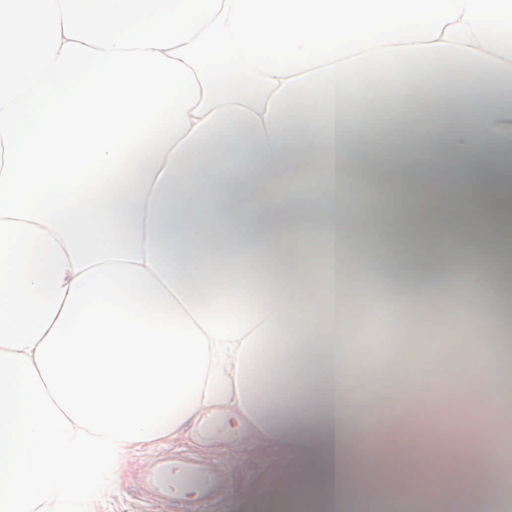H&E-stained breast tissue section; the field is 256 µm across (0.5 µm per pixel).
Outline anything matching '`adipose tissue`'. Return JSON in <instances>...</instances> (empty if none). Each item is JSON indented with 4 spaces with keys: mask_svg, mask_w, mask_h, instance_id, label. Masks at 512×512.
<instances>
[{
    "mask_svg": "<svg viewBox=\"0 0 512 512\" xmlns=\"http://www.w3.org/2000/svg\"><path fill=\"white\" fill-rule=\"evenodd\" d=\"M377 61L449 108L418 99L398 140L355 124ZM510 112L512 0H0V512H106L131 452L218 408L277 462L252 512L271 486L281 512H354L372 479L498 512V473L452 482L356 428L342 283L356 185L419 288L448 269L416 228L512 222ZM301 149L318 189L291 227ZM364 438L385 452L348 464Z\"/></svg>",
    "mask_w": 512,
    "mask_h": 512,
    "instance_id": "obj_1",
    "label": "adipose tissue"
}]
</instances>
